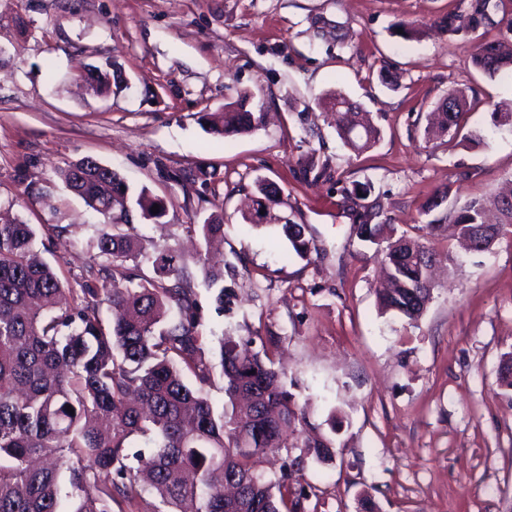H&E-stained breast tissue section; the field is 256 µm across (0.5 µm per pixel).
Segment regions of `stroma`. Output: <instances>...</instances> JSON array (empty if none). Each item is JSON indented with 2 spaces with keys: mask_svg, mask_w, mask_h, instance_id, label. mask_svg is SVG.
I'll return each instance as SVG.
<instances>
[{
  "mask_svg": "<svg viewBox=\"0 0 512 512\" xmlns=\"http://www.w3.org/2000/svg\"><path fill=\"white\" fill-rule=\"evenodd\" d=\"M471 0H0V213L64 228L43 254L65 286L96 255L100 217L60 172L91 157L116 168L131 192L168 202L159 223L137 219L143 254L194 247L186 227L224 209L228 265L218 311L200 265L190 264L204 336L259 335L306 414L302 435L341 446L330 466L303 459L315 494L306 512H512V391L500 381L512 354V234L491 252L441 265L433 299L414 323L381 312L375 246L349 233L341 191L367 183L381 220L419 237L423 206L455 214L512 180V75L483 73L472 53L483 30L465 23ZM455 15L463 27L443 32ZM415 23L406 39L397 23ZM116 62L122 80L87 93L84 66ZM266 121L221 138L202 116L239 91ZM464 90L460 138L425 141L424 117ZM338 91L380 129L357 154L320 100ZM479 134L481 144L467 142ZM329 163L306 180L305 160ZM284 203L274 217L306 225L321 255L305 261L271 227L249 231L258 180Z\"/></svg>",
  "mask_w": 512,
  "mask_h": 512,
  "instance_id": "35a3bbf8",
  "label": "stroma"
}]
</instances>
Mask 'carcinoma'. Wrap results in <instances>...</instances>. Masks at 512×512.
Listing matches in <instances>:
<instances>
[{"mask_svg":"<svg viewBox=\"0 0 512 512\" xmlns=\"http://www.w3.org/2000/svg\"><path fill=\"white\" fill-rule=\"evenodd\" d=\"M489 2L472 6L471 29L493 25ZM472 63L491 76L512 71V48L488 39L477 45ZM113 67L110 59L99 64L93 92L112 91ZM450 95L458 104L453 123L445 112L428 113L426 138L457 133L466 97L461 90ZM252 98L244 91L238 106L204 115L209 131L227 137L261 126L264 113L247 109ZM334 116L337 134L351 150L366 151L379 140L380 131L360 121V113ZM60 177L102 217L97 257L112 261V268L91 265L87 275L94 282L66 288L40 256L34 225L0 217V512H113L146 490L165 512H182L187 502L193 512H305L309 492L294 486L297 459H285L275 480L257 469L261 458L298 446L318 464L329 465L336 456L329 441H298L305 413L286 388L284 370L267 351L253 350V339L223 336L217 357L225 407L216 412L205 390L212 364L187 258L163 247L151 256L154 276H147L131 211L119 209L120 222L113 215L129 197L120 173L86 158ZM370 191L366 184L343 189L342 204L355 215L352 234L371 245L378 238L387 242L382 255L390 275L377 289L380 308L414 322L433 297L430 263L441 257L452 264L455 258L432 243L443 228L437 219L424 225L421 239L375 221V206L364 203ZM258 192L252 228L283 203L282 190L271 182L258 184ZM502 197L472 199L456 212V237L467 250H492L489 238L471 246L488 208L496 209L500 223L512 225V207L501 208ZM136 205L147 220L167 210L163 198L144 188ZM274 228L298 257L318 252L304 225L286 221ZM188 229L206 246L224 237V208ZM195 260L203 264L207 287L217 289V309H224V268L205 265L200 253ZM133 437L144 438L151 451L130 455Z\"/></svg>","mask_w":512,"mask_h":512,"instance_id":"carcinoma-1","label":"carcinoma"}]
</instances>
